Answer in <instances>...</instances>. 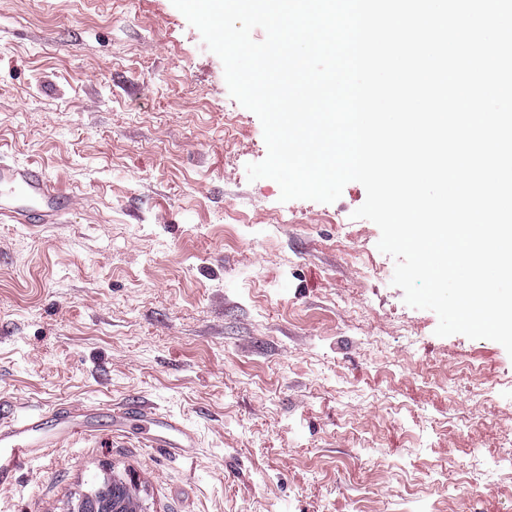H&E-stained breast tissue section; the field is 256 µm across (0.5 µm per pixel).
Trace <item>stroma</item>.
I'll return each mask as SVG.
<instances>
[{
    "mask_svg": "<svg viewBox=\"0 0 512 512\" xmlns=\"http://www.w3.org/2000/svg\"><path fill=\"white\" fill-rule=\"evenodd\" d=\"M0 152L73 199L0 223V404L137 399L198 439L99 421L31 449L0 512L113 474L145 512H512L470 465L512 434V356L404 303L360 183L249 181L262 125L172 0H0Z\"/></svg>",
    "mask_w": 512,
    "mask_h": 512,
    "instance_id": "35a3bbf8",
    "label": "stroma"
}]
</instances>
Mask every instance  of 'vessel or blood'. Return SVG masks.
<instances>
[{
    "mask_svg": "<svg viewBox=\"0 0 512 512\" xmlns=\"http://www.w3.org/2000/svg\"><path fill=\"white\" fill-rule=\"evenodd\" d=\"M71 197L35 166L0 159V221L7 224L58 223ZM113 427L136 422L153 429L156 447L184 452L195 447V437L180 420L158 414L144 403L125 402L119 408H100ZM81 405L68 404L51 413L40 411L6 414L0 407V485L9 483L24 462L29 448L61 446L72 431L73 421L84 416Z\"/></svg>",
    "mask_w": 512,
    "mask_h": 512,
    "instance_id": "1",
    "label": "vessel or blood"
}]
</instances>
